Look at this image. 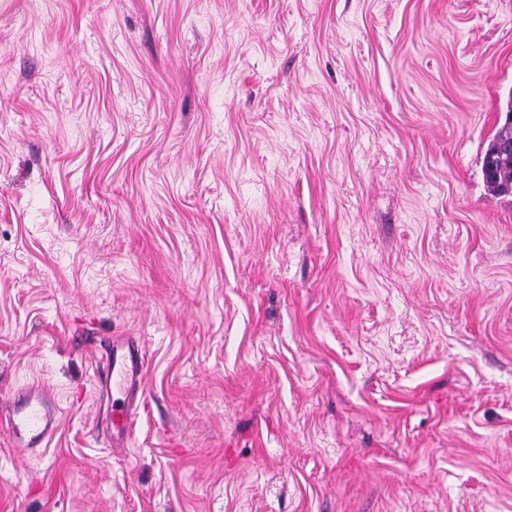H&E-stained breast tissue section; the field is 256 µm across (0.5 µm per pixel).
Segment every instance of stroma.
<instances>
[{"label": "stroma", "instance_id": "1", "mask_svg": "<svg viewBox=\"0 0 512 512\" xmlns=\"http://www.w3.org/2000/svg\"><path fill=\"white\" fill-rule=\"evenodd\" d=\"M511 95L512 0H0V512H512ZM512 112V107L509 109ZM506 112L504 124L489 140L482 158V174L488 191L495 196L511 195L506 189L512 188V151L493 152L499 139L512 138V113ZM508 123V124H507ZM490 162L493 169L490 174L484 173V167ZM102 371L105 377H99V383L112 388V395L116 394V403L110 418V439L112 446H127L131 427L134 420L136 406L131 405L132 398L142 391L143 365L137 345L133 341L121 340L112 337L104 357H102ZM5 403L8 438L17 447L46 448L62 425L63 410L55 393L43 383L9 394Z\"/></svg>", "mask_w": 512, "mask_h": 512}]
</instances>
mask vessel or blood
Here are the masks:
<instances>
[{
    "label": "vessel or blood",
    "mask_w": 512,
    "mask_h": 512,
    "mask_svg": "<svg viewBox=\"0 0 512 512\" xmlns=\"http://www.w3.org/2000/svg\"><path fill=\"white\" fill-rule=\"evenodd\" d=\"M102 371L100 383L112 390L117 402L110 419V437L113 445L124 447L130 440L135 414L131 400L141 391L144 378L136 344L112 340L102 359ZM6 408L8 438L20 448L47 447L62 425L63 410L55 393L39 382L9 394Z\"/></svg>",
    "instance_id": "b4317fda"
}]
</instances>
